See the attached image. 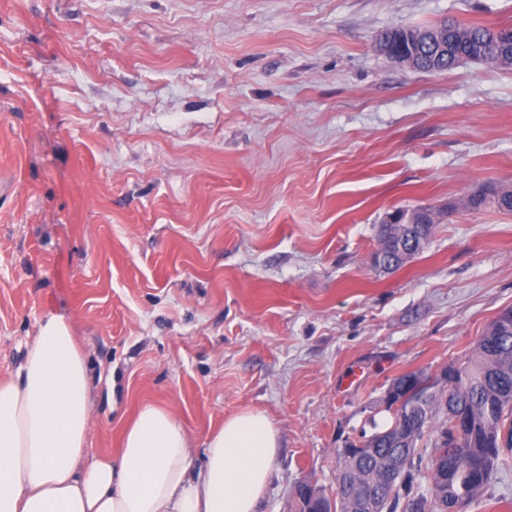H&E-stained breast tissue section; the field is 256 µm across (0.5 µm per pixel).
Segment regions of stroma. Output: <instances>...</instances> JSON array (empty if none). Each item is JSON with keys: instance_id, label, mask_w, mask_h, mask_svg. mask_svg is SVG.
Returning <instances> with one entry per match:
<instances>
[{"instance_id": "obj_1", "label": "stroma", "mask_w": 512, "mask_h": 512, "mask_svg": "<svg viewBox=\"0 0 512 512\" xmlns=\"http://www.w3.org/2000/svg\"><path fill=\"white\" fill-rule=\"evenodd\" d=\"M512 26V0H0V382L39 323L86 355L90 455L142 404L204 462L245 409L278 432L259 512L335 496L397 376L461 364L512 308V66L424 72L383 32ZM430 208L401 269L391 211ZM465 512H512V451Z\"/></svg>"}]
</instances>
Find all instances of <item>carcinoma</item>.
<instances>
[{
    "label": "carcinoma",
    "mask_w": 512,
    "mask_h": 512,
    "mask_svg": "<svg viewBox=\"0 0 512 512\" xmlns=\"http://www.w3.org/2000/svg\"><path fill=\"white\" fill-rule=\"evenodd\" d=\"M502 36L480 25L457 24L453 53L442 56L436 70L453 67L455 55L465 53L497 64L512 59V26L499 27ZM422 33L448 40L445 24L423 28L407 27L385 33L394 53L410 55L422 67L434 45L415 41L408 34ZM434 229L432 224L383 225L380 232L390 242L397 237L415 241L420 252ZM448 381L440 374L423 370L393 379L385 403L392 423L369 436H361L362 449L354 455L341 454L340 478L349 485L336 496L334 505L321 491L316 498L299 503V512L311 507L316 512H370L363 493H371L377 512H446L448 503L479 501L490 480L503 446L501 437L512 436V312H501L478 339L475 355L467 362L448 368ZM444 413L437 426L433 418ZM434 435V456L424 461L418 444L425 434ZM427 472L428 487L417 484Z\"/></svg>",
    "instance_id": "cac0c4a2"
}]
</instances>
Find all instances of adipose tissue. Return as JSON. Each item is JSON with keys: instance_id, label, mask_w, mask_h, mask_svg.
<instances>
[{"instance_id": "1", "label": "adipose tissue", "mask_w": 512, "mask_h": 512, "mask_svg": "<svg viewBox=\"0 0 512 512\" xmlns=\"http://www.w3.org/2000/svg\"><path fill=\"white\" fill-rule=\"evenodd\" d=\"M91 430L84 355L70 324L49 316L0 384V512H257L279 448L250 409L210 431L200 467L168 408L144 404L118 452L88 463Z\"/></svg>"}]
</instances>
